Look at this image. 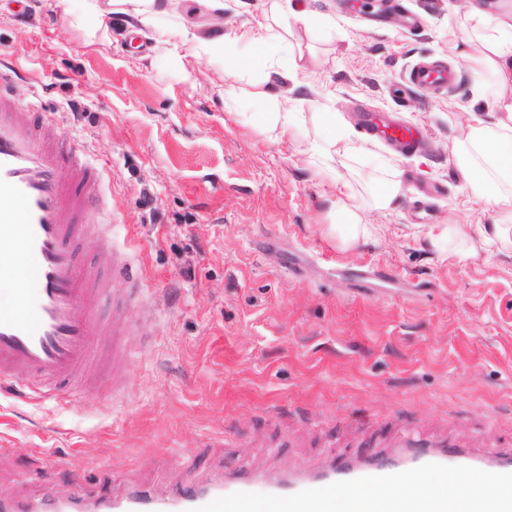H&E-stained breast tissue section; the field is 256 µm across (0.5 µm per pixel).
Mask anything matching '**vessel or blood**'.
<instances>
[{"instance_id": "vessel-or-blood-1", "label": "vessel or blood", "mask_w": 512, "mask_h": 512, "mask_svg": "<svg viewBox=\"0 0 512 512\" xmlns=\"http://www.w3.org/2000/svg\"><path fill=\"white\" fill-rule=\"evenodd\" d=\"M444 66L422 64L411 73L417 86L443 83ZM0 72V253H16L22 269L0 264L9 277L12 301L0 309V388L25 384V398L67 402L73 388L102 376L117 346L116 322L98 317L100 304L121 290L119 281L95 264L77 258L82 239L99 235L88 215L101 198L102 174L84 156L66 150L58 127L18 121L7 101ZM370 138L406 153L420 148L410 125L372 112L360 115ZM388 449L361 440L359 460H334L317 469L262 473L245 468L225 471L204 486L178 485L159 493L143 486L124 497L88 500L44 499L36 503L0 501V512H247L262 504L278 512H360L358 490L379 489L371 512H403L401 498L415 477L453 474L465 480L489 476L478 512H504L512 504V445L493 451L442 437L417 438L392 421ZM419 512H455L453 494L422 492Z\"/></svg>"}]
</instances>
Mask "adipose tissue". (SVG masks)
Segmentation results:
<instances>
[{
	"label": "adipose tissue",
	"mask_w": 512,
	"mask_h": 512,
	"mask_svg": "<svg viewBox=\"0 0 512 512\" xmlns=\"http://www.w3.org/2000/svg\"><path fill=\"white\" fill-rule=\"evenodd\" d=\"M83 16L101 20L112 14L122 15L130 33L150 37L156 50L183 48L181 65L188 66L210 58L224 62L227 71L246 66L258 77L244 93L225 91L229 100L244 95L262 103L261 120L268 131L280 136L294 134L304 127L302 113L289 111L271 92L273 81L288 79L300 68L296 57L276 56V49L289 51L288 40L276 33L270 18L288 13L304 25H312L313 16L297 5H283L281 0H267L262 17L243 35L229 37L223 23L202 29L194 14H221L224 0H82ZM466 17L477 53L473 60V94L485 101L491 111L472 115L455 142L453 156L470 196L478 201L500 206L502 212L494 224H479L474 230L461 224H437L428 231L431 250L437 254H474V240L497 251H512V0H500L497 12H490L486 0H468ZM310 120L334 133L331 143H312L309 162L317 174L336 176L337 156H347L356 147L338 117L332 112L313 113ZM335 226L342 248L350 249L367 241L372 225L363 221L358 204L341 201L335 208Z\"/></svg>",
	"instance_id": "adipose-tissue-1"
}]
</instances>
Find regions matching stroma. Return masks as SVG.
Segmentation results:
<instances>
[{
	"label": "stroma",
	"mask_w": 512,
	"mask_h": 512,
	"mask_svg": "<svg viewBox=\"0 0 512 512\" xmlns=\"http://www.w3.org/2000/svg\"><path fill=\"white\" fill-rule=\"evenodd\" d=\"M398 2L393 21L357 0H305L318 28L278 19L303 51L297 81L273 88L289 111L339 113L357 141L356 112H396L428 138L419 155L370 142L338 165L374 227L344 250L329 230L341 193L306 153L327 132L276 138L260 103L221 96L254 71L183 69L151 40L132 46L117 16L104 44L76 0H0L15 112L60 126L103 176L90 220L113 245L89 237L81 254L108 270L123 249L139 283L120 392L107 381L58 406L0 391V494L164 491L240 462L316 468L358 455L359 434L396 415L474 448L512 440V255L446 258L426 242L432 225L499 217L468 200L453 157L484 109L466 0ZM433 61L453 84H407ZM379 158L403 187L390 212L370 205Z\"/></svg>",
	"instance_id": "1"
}]
</instances>
